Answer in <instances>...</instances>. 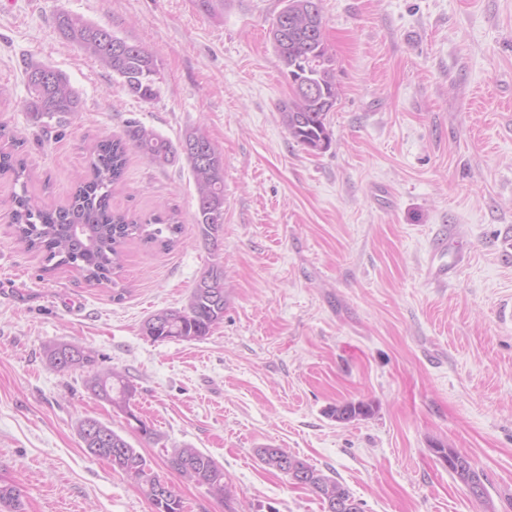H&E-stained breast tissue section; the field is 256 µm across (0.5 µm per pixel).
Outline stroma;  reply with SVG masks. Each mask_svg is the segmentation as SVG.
I'll use <instances>...</instances> for the list:
<instances>
[{
    "instance_id": "obj_1",
    "label": "stroma",
    "mask_w": 512,
    "mask_h": 512,
    "mask_svg": "<svg viewBox=\"0 0 512 512\" xmlns=\"http://www.w3.org/2000/svg\"><path fill=\"white\" fill-rule=\"evenodd\" d=\"M283 0H0V146L18 152L42 206L68 203L89 148L130 124L178 141L189 129L224 156L218 247L202 239L186 161L130 151L114 209L176 213L172 250L129 240L114 283L86 281L16 242L11 175L0 176V483L24 512H152L80 422L98 419L138 448L186 512H322L309 489L265 467L263 446L347 486L364 512H512V0H321L336 58L332 144L312 152L279 112L291 96L269 28ZM76 14L146 45L158 94L129 95L58 34ZM62 71L79 112L42 126L25 108L24 61ZM452 229L445 253L436 240ZM224 265V319L196 341H153L141 326L186 304ZM448 264V281L429 269ZM94 349L125 371L133 411L94 398L86 372L47 366L44 347ZM371 403L340 423L330 405ZM470 458L475 499L435 453ZM192 446L224 468L228 492L167 465Z\"/></svg>"
}]
</instances>
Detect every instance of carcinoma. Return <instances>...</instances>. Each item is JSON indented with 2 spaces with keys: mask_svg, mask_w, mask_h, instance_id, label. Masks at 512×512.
<instances>
[{
  "mask_svg": "<svg viewBox=\"0 0 512 512\" xmlns=\"http://www.w3.org/2000/svg\"><path fill=\"white\" fill-rule=\"evenodd\" d=\"M312 0H291L276 16L270 29L273 47L284 67L314 91L307 97L291 98L279 106L282 124L288 134L310 151L326 150L332 142L328 128L325 99L336 96L335 56L327 44L321 14H309ZM55 28L69 43L78 46L101 66L112 71L126 92L143 101L156 97L158 73L154 54L144 45L131 43L108 28L87 22L66 12L54 16ZM29 99L27 111L37 123L62 118L81 108L79 93L64 73L32 58L25 62ZM139 151L158 166L187 161L197 188L196 224L206 243L218 248V233L224 224V157L205 135L187 130L174 143L152 129L130 125L125 136L102 140L92 150L90 176L81 182L68 204L55 208L40 206L28 195L26 167L7 151L0 150V173H9L21 187L14 195L12 224L17 240L44 254L46 262L80 269L87 281L112 282L122 268L123 245L139 237L165 249L178 242L182 225L173 214H158L144 223L112 211V187L123 177L128 152ZM224 319V271L213 263L196 281L186 305L160 310L143 323L142 332L154 341L200 340ZM52 342L45 347L47 365L57 370H77L96 363L90 348ZM87 390L112 406L127 419L135 421L141 437L155 442L159 435L131 408L135 386L129 377L116 370L97 371L85 382ZM372 406L362 401L344 402L328 408L327 415L338 422L367 417ZM79 436L87 448L96 449V457L124 473L137 484L152 506V512H184V502L153 472L146 458L121 435L100 421L87 418L79 425ZM262 464L278 472L288 470L304 476V487L316 495L328 512H338L329 495L354 503L353 512H363L361 502L333 477L282 448L257 450ZM169 468L184 478L206 486L209 492L224 498V468L210 455L191 446L174 448L168 454ZM451 472L477 499L486 497L483 474L466 455L457 454ZM20 491L0 484V506L20 512Z\"/></svg>",
  "mask_w": 512,
  "mask_h": 512,
  "instance_id": "cac0c4a2",
  "label": "carcinoma"
}]
</instances>
